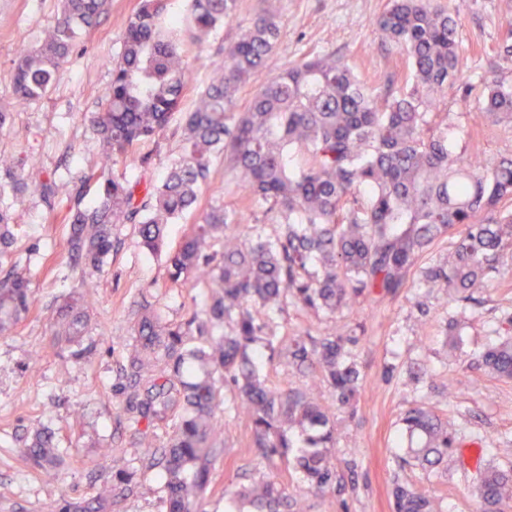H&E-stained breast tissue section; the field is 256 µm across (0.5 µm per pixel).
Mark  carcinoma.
<instances>
[{"label": "carcinoma", "mask_w": 512, "mask_h": 512, "mask_svg": "<svg viewBox=\"0 0 512 512\" xmlns=\"http://www.w3.org/2000/svg\"><path fill=\"white\" fill-rule=\"evenodd\" d=\"M108 0H60L54 24L38 47L17 59L12 81L26 101L47 96L87 32L107 12ZM167 0H139L124 22L122 51L111 62L112 80L95 117L100 164L112 165L160 134L193 83L187 55L229 21L236 0H187L184 28L165 21ZM383 38L410 61L405 90L373 96L354 69L334 56H313L274 77L241 111L239 86L263 77L278 46L274 0L260 8L240 37L224 46V66L202 91L183 126L181 155L161 186L138 195L127 176L95 182L72 200L66 220L70 265L82 283L104 271L120 226L136 225L137 247L157 254L167 224L198 203L210 183L213 160H224L249 204L233 211L214 206L168 253L169 277L203 288L192 315L164 321L149 302L134 313L121 373L123 410L135 426L134 445L146 448V466L161 469L162 512H201L224 447V427L249 424L250 447L273 465L295 462L315 489L336 486L331 462L336 428L315 386H328L336 402L356 411L363 378L352 347L356 336H313L306 329L283 336L269 317L287 305L314 315H334L370 295L395 297L417 275L425 288L464 303L492 274L512 246V159L456 155L439 131L448 120L445 94L464 68L459 22L431 0H388L373 22ZM483 114L512 124V82H488ZM0 173L15 187L27 178L22 159L0 157ZM8 210L0 209V255L14 241ZM274 226L266 233V224ZM464 231L454 234L456 228ZM455 237L442 263L424 258ZM27 271L14 265L0 278V335L15 328L33 305ZM56 344L83 346L89 322L87 293L75 291L49 309ZM304 366L316 374L296 387L262 371L255 352ZM482 368L512 380V336L482 356ZM231 388L232 398L223 388ZM401 424L410 440L403 465L432 473L455 447L448 424L428 403L409 408ZM309 426L307 448L293 456L290 430ZM112 457V479H103L88 501L63 500L57 512H117L132 491L131 460ZM25 453L47 475L65 449L51 432L37 430ZM192 473L186 480L185 473ZM237 512H307L286 487L261 473L247 486L226 491ZM479 512H499L512 500V471L491 464L472 486ZM392 512H445L443 500L396 482Z\"/></svg>", "instance_id": "obj_1"}]
</instances>
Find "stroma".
Returning a JSON list of instances; mask_svg holds the SVG:
<instances>
[{"instance_id": "1", "label": "stroma", "mask_w": 512, "mask_h": 512, "mask_svg": "<svg viewBox=\"0 0 512 512\" xmlns=\"http://www.w3.org/2000/svg\"><path fill=\"white\" fill-rule=\"evenodd\" d=\"M388 0H278L280 37L266 63L274 76L289 64L320 54L344 59L375 92L400 91L407 64L399 49L382 42L372 23ZM461 24V50L467 67L450 86L448 144L456 152L480 150L488 157L512 158V125L482 114L487 81H512V0H434ZM138 0H109L101 22L89 33L85 50L74 53L51 93L36 102L17 98L12 70L18 53L37 46L54 22L58 0H0V154L20 156L55 173L58 190L45 202L37 186L12 200L15 242L10 261L26 267L34 305L11 334L0 335V512H50L63 499L94 496L100 478L111 476L112 461L97 446L117 448L139 458L134 428L124 416L116 388L121 383L124 341L136 301L148 296L164 319L178 321L199 303L201 289L173 283L164 254L149 255L136 244L134 225L120 231L122 244L105 273L88 285L93 319L87 340L96 352L74 362L67 347L51 343L43 308L59 305L79 285L65 251L67 208L87 173L106 179L126 175L152 185L163 182L181 152L182 127L211 70L224 60L225 45L249 26L259 0H238L234 17L194 48L190 65L196 83L186 92L163 134L146 142L138 161L121 160L98 168L99 141L91 129L112 79L110 62L122 47L125 18ZM243 192L222 163L201 189L195 209L169 225L167 248H177L192 224L212 206L234 210ZM451 304L443 295L408 287L395 297H379L336 317L305 315L289 306L275 314L282 333L306 328L312 335L339 332L359 338L357 361L364 377L356 414L334 408L329 389L325 405L336 422L333 461L338 473L355 470V485L345 491L315 492L300 473L283 474L291 496L310 504V512H392L394 482L427 496L444 497L445 512H477L471 494L480 467L512 468V380L479 373L477 361L495 341L497 329L512 316V288L489 281L467 306L460 349H449L444 323ZM435 406L448 422L456 448L439 475L399 467L407 446L401 417L419 402ZM50 426L68 457L55 482H45L24 456L34 430ZM246 421L226 427L228 453L218 462L205 494V512H230L227 489L248 483L256 458L248 448Z\"/></svg>"}]
</instances>
